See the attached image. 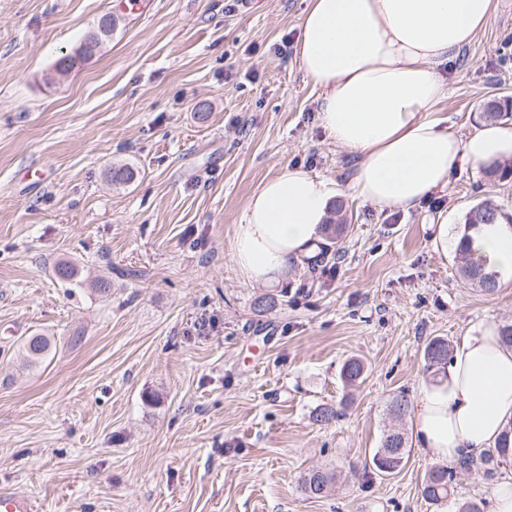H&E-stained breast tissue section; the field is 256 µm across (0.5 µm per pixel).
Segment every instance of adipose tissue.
<instances>
[{
  "instance_id": "obj_1",
  "label": "adipose tissue",
  "mask_w": 512,
  "mask_h": 512,
  "mask_svg": "<svg viewBox=\"0 0 512 512\" xmlns=\"http://www.w3.org/2000/svg\"><path fill=\"white\" fill-rule=\"evenodd\" d=\"M493 0H308L296 52L319 91L317 119L357 160L350 187L378 208L408 211L448 190L454 166L512 157V127L490 124L467 139L434 112L440 73L485 26ZM336 182L284 169L252 194L231 258L244 280L272 285L323 239ZM473 257L512 274V230L475 235ZM416 433L425 456L454 461L494 446L512 422V347L486 324L464 336L443 378L422 386Z\"/></svg>"
}]
</instances>
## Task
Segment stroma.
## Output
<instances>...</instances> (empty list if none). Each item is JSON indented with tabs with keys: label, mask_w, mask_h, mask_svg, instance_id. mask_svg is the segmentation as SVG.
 I'll return each mask as SVG.
<instances>
[{
	"label": "stroma",
	"mask_w": 512,
	"mask_h": 512,
	"mask_svg": "<svg viewBox=\"0 0 512 512\" xmlns=\"http://www.w3.org/2000/svg\"><path fill=\"white\" fill-rule=\"evenodd\" d=\"M0 0V491L40 512H457L487 502L495 478L460 471L453 495L425 500L430 459L409 441L391 476L366 471L391 399L435 380L423 351L512 320V278L465 286L435 227L459 237L480 202L512 212V181L464 165L425 206L388 213L353 198L357 160L326 137L318 91L296 55L307 0ZM495 8L446 71L438 116L459 138L485 103L512 96V0ZM112 40L74 70L102 14ZM129 162L116 187L109 165ZM300 167L335 180L347 227L316 272L271 287L230 259L259 184ZM67 259L87 282H58ZM110 274L112 293L90 278ZM308 293L298 294L305 279ZM269 301L266 310L255 303ZM54 337L40 365L23 336ZM79 344H71V337ZM361 359L365 380L340 378ZM340 412L327 426L312 413ZM332 469L327 497L299 489ZM109 17L107 28L100 29L99 22L103 17ZM120 26V20L112 14H104L96 21L91 30L82 39L79 48L75 54H63L55 64L59 72H67L73 69L78 63L91 58L98 49L112 39V35L117 32Z\"/></svg>",
	"instance_id": "35a3bbf8"
}]
</instances>
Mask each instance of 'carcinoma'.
<instances>
[{
    "mask_svg": "<svg viewBox=\"0 0 512 512\" xmlns=\"http://www.w3.org/2000/svg\"><path fill=\"white\" fill-rule=\"evenodd\" d=\"M120 20L109 15L107 28L102 29L94 24L91 30L82 39L79 48L73 54L60 56L55 64L59 72H67L78 63L91 58L98 49L112 39L117 32ZM512 111V102H501L497 99L488 101L483 112L488 122H497ZM486 176L498 180L512 177V164L492 163L483 167ZM108 177L115 186L132 183L137 177V171L129 162L114 163L108 171ZM489 224H505L512 229V215H508L489 203H479L472 207L465 216L464 235L459 239L455 249V258L458 264V274L464 285L476 288L486 294L496 292L499 286V275L495 271L486 269L483 265L473 261L470 255L468 242L471 234L479 233ZM56 278L66 284L80 285L82 283L79 269L69 261H60L54 268ZM22 353L31 365L45 361L51 354L56 343L51 338L40 333H32L21 340ZM424 358L429 366L445 365L448 363L447 340L434 337L424 348ZM366 374V367L362 360L351 358L341 369L340 378L347 386L361 383ZM410 399L402 392L395 396L390 404L389 411L397 418H403L410 412ZM409 438L406 433L390 430L383 434L381 446L372 456V466L379 474L390 475L400 470L408 455ZM512 465V424L502 434L493 448L484 451L478 458H465L460 460L459 467L469 469L479 465L484 469L487 477L497 474V469L503 465ZM336 479L332 470L316 469L306 473L300 481L301 491L311 498L326 496ZM454 468L446 465H436L425 475L422 485V495L425 499L438 503L447 498L453 491Z\"/></svg>",
    "mask_w": 512,
    "mask_h": 512,
    "instance_id": "carcinoma-1",
    "label": "carcinoma"
}]
</instances>
